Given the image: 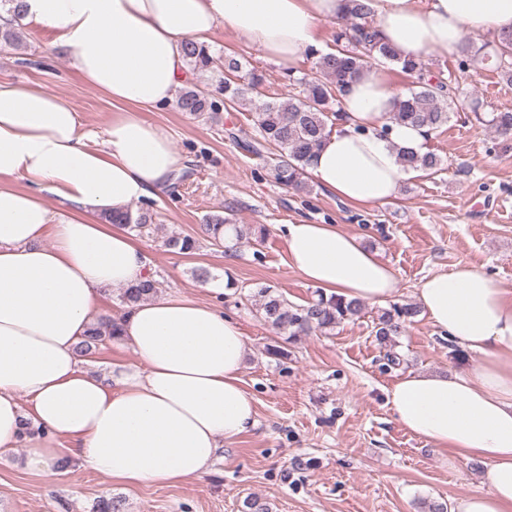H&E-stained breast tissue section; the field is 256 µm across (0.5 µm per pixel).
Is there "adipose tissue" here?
Segmentation results:
<instances>
[{"label":"adipose tissue","mask_w":512,"mask_h":512,"mask_svg":"<svg viewBox=\"0 0 512 512\" xmlns=\"http://www.w3.org/2000/svg\"><path fill=\"white\" fill-rule=\"evenodd\" d=\"M26 17L59 32L82 79L114 107L103 146L77 112L42 88L0 83V453L26 451L49 476L61 461L126 486L175 485L205 473L256 423L241 372L247 347L222 310L178 295L123 308L115 319L137 361L95 376L78 346L106 312L103 293L151 276L144 248L98 219L166 191L180 157L138 108L172 103L186 73L181 44H209L218 28L293 69L320 49L321 27L344 0H25ZM369 20L403 59L457 52L464 32L512 33V0H368ZM396 93L370 70L341 97L310 178L339 199L394 198L422 154V128L390 122ZM70 208L56 220L44 194ZM52 245H43L45 235ZM288 265L325 295L382 305L398 293L394 268L337 224L285 227ZM423 315L477 354L469 372H408L386 390L396 422L433 447L486 467V490L452 512H512V289L460 265L425 276ZM67 438L68 449L58 446Z\"/></svg>","instance_id":"1"}]
</instances>
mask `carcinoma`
<instances>
[{
  "mask_svg": "<svg viewBox=\"0 0 512 512\" xmlns=\"http://www.w3.org/2000/svg\"><path fill=\"white\" fill-rule=\"evenodd\" d=\"M344 23L335 34L336 49L327 53H311L316 58L314 76L292 78L293 86L300 88L299 94L283 101H264L255 109L256 127L261 141L252 147L273 149L270 166L274 179L281 185L302 190L306 187V168L314 153L321 147L328 122L339 117L333 109L341 92L353 80L362 76L370 61H387L397 67L403 75L412 79V87L397 96L395 110L390 120L411 123L427 129L433 134L448 123L451 101L455 95L458 78L448 80L433 78L422 61H404L388 44L381 41L368 20V8L364 0H344ZM0 8L11 14L12 24L0 29V45L14 47L20 40L14 24L25 19L23 0H0ZM186 63L195 70L205 71L214 59L206 46L189 38L182 44ZM494 69L497 74L512 83V33L496 37ZM263 75L245 69L235 52L224 54V99L217 100L205 95L197 88H186L177 99L180 111L191 115L203 112H218L226 104H235L250 94L259 93ZM476 121L485 126L504 143L512 141V110L498 112H474ZM400 164L408 169L434 173L441 159L433 152L417 155L399 152ZM109 224H119L131 231L142 233L151 226L152 215L147 211L104 213ZM233 227L237 242L259 245L264 242L265 228L252 229L242 224L230 225V218L222 214L206 217V228L213 231L212 245L230 250L229 238L220 236V231ZM165 246L180 254L190 255L197 249V240L190 235L173 233L165 239ZM159 283L148 279L134 287L122 289L121 298L129 306L147 300L158 293ZM256 311L264 322L277 333L290 338L318 331L328 334L341 323L362 312L363 303L342 297L319 294L318 298L305 304L294 305L270 286L257 289L254 294ZM419 309L412 303L394 304L377 317L376 338L391 347L386 357L392 365L400 364V358L392 351L397 338L405 333ZM120 338L118 326L110 320H101L87 331L80 352L90 353L106 340Z\"/></svg>",
  "mask_w": 512,
  "mask_h": 512,
  "instance_id": "1",
  "label": "carcinoma"
}]
</instances>
